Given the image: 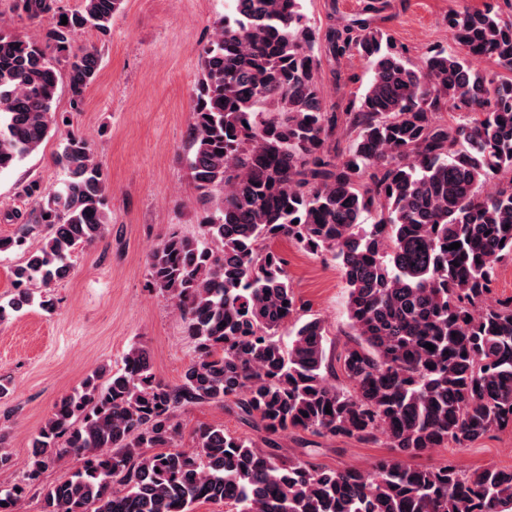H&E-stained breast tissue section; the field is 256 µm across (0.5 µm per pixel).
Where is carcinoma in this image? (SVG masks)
I'll return each instance as SVG.
<instances>
[{
  "mask_svg": "<svg viewBox=\"0 0 512 512\" xmlns=\"http://www.w3.org/2000/svg\"><path fill=\"white\" fill-rule=\"evenodd\" d=\"M9 2L49 24L41 42L0 25V171L39 151L60 82L83 105L101 53L73 36L106 37L123 5ZM447 26L454 49L420 66L367 18L329 28L332 56L356 54L369 70L360 97L330 112L304 0H233L199 50L187 164L200 233H169L147 259L194 356L175 385L156 377L140 343L119 368L88 374L35 433L26 477L0 485V512H20L30 493L40 512H193L200 502L234 512H512V467L404 462L512 428V297L485 303L499 263L512 261V18L490 3L448 12ZM473 58L507 73L477 70ZM341 119L353 137L340 153ZM56 161L64 186L24 185L38 206L17 236L0 238V254L41 241L14 270L18 294L0 303V319L32 301L28 284L67 278L72 253L103 237L109 186L90 143L70 133ZM489 183L495 190L482 191ZM282 238L343 272L352 333L334 361L324 324L305 317L272 248ZM200 404L237 410L256 437L200 425L182 449L179 411ZM299 431L382 436L392 455L368 471L282 456L280 440ZM67 459L78 466L39 483L47 461Z\"/></svg>",
  "mask_w": 512,
  "mask_h": 512,
  "instance_id": "carcinoma-1",
  "label": "carcinoma"
}]
</instances>
